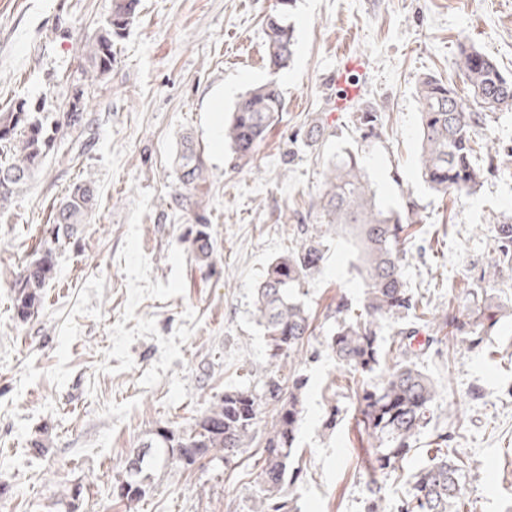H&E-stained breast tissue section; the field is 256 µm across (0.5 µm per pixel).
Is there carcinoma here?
<instances>
[{
  "mask_svg": "<svg viewBox=\"0 0 512 512\" xmlns=\"http://www.w3.org/2000/svg\"><path fill=\"white\" fill-rule=\"evenodd\" d=\"M295 0H276L266 19V56L275 73L285 69L293 56L294 27L286 16ZM139 0H113L112 12L87 42L85 77L100 79L112 70L115 40L134 22ZM457 66L479 110L467 109L454 85L433 76L423 77L417 87L419 104L420 174L427 188L438 194L473 193L487 173L498 168V155L486 151L487 143L476 140L490 115L512 109V76L473 45L463 44ZM281 91L269 80L247 90L235 102L224 125L232 162L239 167L251 162L267 132L280 120ZM86 102L83 90L74 95L68 111L59 115L40 105L20 101L0 113V174L10 179L0 187V201L20 191L55 151L58 141L83 126ZM353 125L364 134H375L381 125L379 110L353 102ZM180 182L196 186L205 180L203 153L185 136L176 154ZM95 181L87 177L73 185L67 196L53 207L49 221L54 239L73 237L91 212ZM319 208L327 223L340 229L351 227L358 239L359 273L364 281L361 308L352 309L344 299L336 302L339 317L327 340L339 365L349 374H372L380 368L383 354L379 341L381 325L390 318L417 314L422 321L427 309H418L404 278L401 245L408 229L421 223L418 204L407 198L399 210L382 208L376 191L361 165L359 154L349 150L340 155L326 174ZM207 225L195 231L192 250L197 259L212 256ZM496 244L495 267L512 268V221L493 225ZM325 258L320 231L307 236L288 253L272 260L258 284L254 317L261 326L271 361L280 364L303 347L313 334L310 315L292 295L318 271ZM56 273V256L50 247L15 275L13 306L17 320L28 321L42 305L45 288ZM499 304L485 301L473 313L450 314L443 319L452 344L478 346L488 328L498 321ZM414 331H401L393 341L395 363L374 384L361 389L357 416L365 433L374 440L371 469L376 475L396 468L414 447L429 424L430 411L438 399L433 379L412 359ZM306 381L301 376L272 373L260 384L224 391L210 408L186 431L160 429L127 460L124 478L112 494L131 505L147 496L150 470L164 456L178 449L205 456L216 450L224 463L250 447L261 422L262 410L275 405L270 428L264 430L257 490L249 512H288V501L280 491L288 478L302 412ZM448 438L439 437L428 461L412 474L413 491L400 512H468L462 493L463 469L455 448H444Z\"/></svg>",
  "mask_w": 512,
  "mask_h": 512,
  "instance_id": "1",
  "label": "carcinoma"
}]
</instances>
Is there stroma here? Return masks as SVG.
I'll return each mask as SVG.
<instances>
[{
    "instance_id": "stroma-1",
    "label": "stroma",
    "mask_w": 512,
    "mask_h": 512,
    "mask_svg": "<svg viewBox=\"0 0 512 512\" xmlns=\"http://www.w3.org/2000/svg\"><path fill=\"white\" fill-rule=\"evenodd\" d=\"M275 0H142L114 46L111 72L82 74L86 42L112 0H0V112L17 100L66 111L76 90L89 101L85 128L0 206V512H247L259 443L235 463L173 460L152 491L128 506L112 494L129 452L161 428L189 429L225 389L272 371L305 378L296 467L281 491L293 512H365L371 441L356 420L357 387L326 345L336 301L359 303L362 280L350 237L327 232L326 257L295 298L316 330L292 361L274 366L253 317L254 288L268 263L321 222L324 173L345 150L362 155L380 205L413 198L423 218L407 240L405 279L435 315H466L482 298L512 306V269L483 274L497 253L489 227L512 219V111L486 134L499 167L471 194H436L419 175L416 84L433 75L462 89L456 59L466 42L512 73V0H295L294 55L272 72L264 19ZM364 71L336 83L340 48ZM276 80L283 120L249 165L233 167L224 123L241 94ZM376 105L378 137L361 140L336 105L351 94ZM322 121L325 134L307 132ZM204 152V182L186 192L174 158L184 133ZM84 145L79 168L64 155ZM95 179L87 224L56 245L57 268L38 313L19 322L12 281L52 238L48 219L70 187ZM208 225L211 263L196 261L188 230ZM414 317L381 330L390 349ZM419 362L440 397L400 470L379 477L382 512H398L409 475L436 435L464 452L462 492L472 512H512V315L476 348L441 328H417ZM337 412L335 428L324 425ZM42 452H33L34 442Z\"/></svg>"
}]
</instances>
